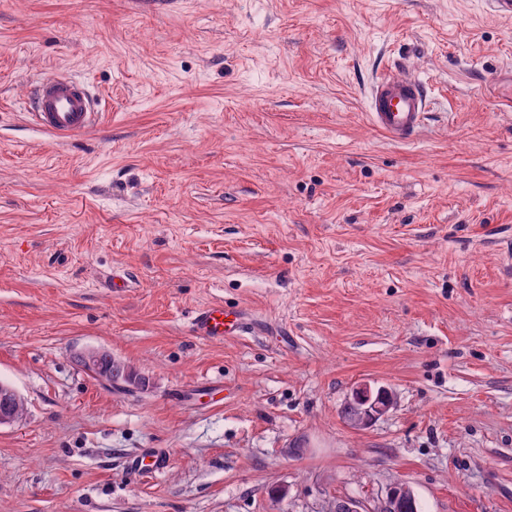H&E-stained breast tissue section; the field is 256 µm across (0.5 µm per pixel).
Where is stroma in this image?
I'll return each mask as SVG.
<instances>
[{"mask_svg":"<svg viewBox=\"0 0 512 512\" xmlns=\"http://www.w3.org/2000/svg\"><path fill=\"white\" fill-rule=\"evenodd\" d=\"M395 69L408 144L367 115ZM57 70L103 114L66 141L28 119ZM511 71L486 0H0V512H512ZM213 303L244 331L193 335ZM424 85L411 75L388 74L377 79L369 95V120L391 141H411L426 119ZM7 390V393L5 394V401L4 406L0 407V427L2 426H10L22 419L23 411H19L17 409H13L11 407L12 400L18 401L19 399H22L18 391L12 386H1L0 383V390ZM24 402V401H23ZM388 390L386 387H374L370 383H363L355 387L351 393L350 400L360 408V417L357 421V427L363 428L386 414L393 406V397L390 394L389 400L383 403L375 398L376 392ZM349 401L344 407V413L348 421H353L358 415L357 407ZM148 459V462H146ZM167 455L158 450L145 456L135 457L129 462V469L133 474L138 475L144 468H150L153 471L159 472L165 469L168 465ZM411 498L412 502L415 505V502H417V498L414 494V491L412 488L404 483H397L391 486L386 494L385 497L382 499L383 502L391 503L396 502L398 498ZM376 512H414L411 507L407 504V502H402V500H398L396 503L391 504V508H387L383 505V503H379V505L376 508Z\"/></svg>","mask_w":512,"mask_h":512,"instance_id":"obj_1","label":"stroma"}]
</instances>
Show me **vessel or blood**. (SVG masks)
Returning a JSON list of instances; mask_svg holds the SVG:
<instances>
[{"label":"vessel or blood","instance_id":"b4317fda","mask_svg":"<svg viewBox=\"0 0 512 512\" xmlns=\"http://www.w3.org/2000/svg\"><path fill=\"white\" fill-rule=\"evenodd\" d=\"M35 108L30 112L31 123L60 140L79 137L99 122L85 85L66 74L44 77L36 86ZM426 91L423 84L409 75L388 73L377 79L369 95V120L373 127L391 141H411L423 125L426 114ZM194 332L210 341L239 333L243 327L240 314L210 304L197 309L191 320ZM168 465L164 452L156 451L145 457L133 458L132 473L143 469L159 472Z\"/></svg>","mask_w":512,"mask_h":512}]
</instances>
